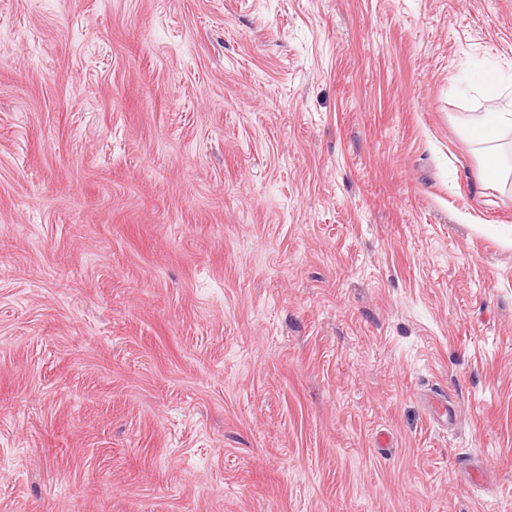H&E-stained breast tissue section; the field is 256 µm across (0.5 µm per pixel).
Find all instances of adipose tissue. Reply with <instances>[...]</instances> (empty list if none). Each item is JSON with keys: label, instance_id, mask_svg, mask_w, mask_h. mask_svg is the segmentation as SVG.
<instances>
[{"label": "adipose tissue", "instance_id": "adipose-tissue-1", "mask_svg": "<svg viewBox=\"0 0 512 512\" xmlns=\"http://www.w3.org/2000/svg\"><path fill=\"white\" fill-rule=\"evenodd\" d=\"M482 89L486 108L464 113L460 126L465 139L478 150L488 178L512 179V166L506 157L512 148V88L499 75L484 71L475 78Z\"/></svg>", "mask_w": 512, "mask_h": 512}]
</instances>
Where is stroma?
Segmentation results:
<instances>
[{
    "label": "stroma",
    "mask_w": 512,
    "mask_h": 512,
    "mask_svg": "<svg viewBox=\"0 0 512 512\" xmlns=\"http://www.w3.org/2000/svg\"><path fill=\"white\" fill-rule=\"evenodd\" d=\"M480 68L512 0H0V512H512ZM428 411L432 419L441 421L446 425L457 419V406L446 397L429 400Z\"/></svg>",
    "instance_id": "obj_1"
}]
</instances>
